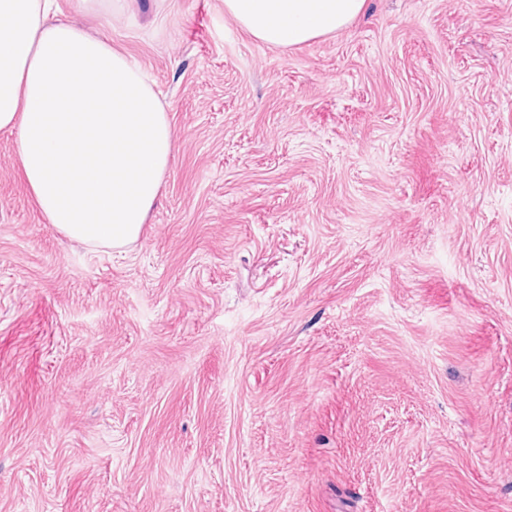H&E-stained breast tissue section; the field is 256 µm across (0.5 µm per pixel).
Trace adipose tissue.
<instances>
[{"label":"adipose tissue","mask_w":512,"mask_h":512,"mask_svg":"<svg viewBox=\"0 0 512 512\" xmlns=\"http://www.w3.org/2000/svg\"><path fill=\"white\" fill-rule=\"evenodd\" d=\"M52 0H0V131L50 224L91 249L138 240L174 130L142 68L103 38L50 20ZM366 0H224L255 39L296 47L358 18Z\"/></svg>","instance_id":"obj_1"}]
</instances>
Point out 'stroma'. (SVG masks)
Returning a JSON list of instances; mask_svg holds the SVG:
<instances>
[{"mask_svg": "<svg viewBox=\"0 0 512 512\" xmlns=\"http://www.w3.org/2000/svg\"><path fill=\"white\" fill-rule=\"evenodd\" d=\"M58 18L162 94L140 238L48 224L0 131V512H512V0ZM366 0H224V14L255 39L291 48L332 35L358 18Z\"/></svg>", "mask_w": 512, "mask_h": 512, "instance_id": "35a3bbf8", "label": "stroma"}]
</instances>
